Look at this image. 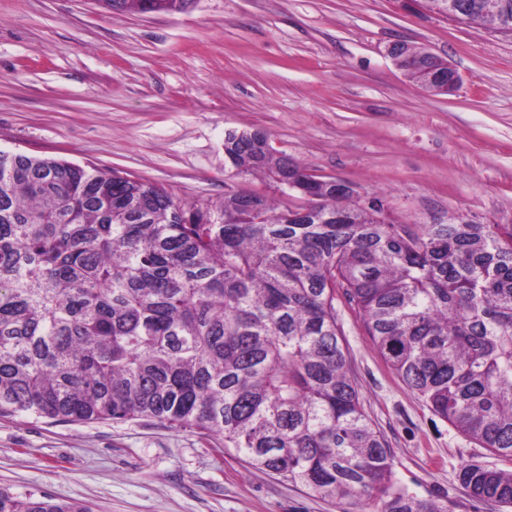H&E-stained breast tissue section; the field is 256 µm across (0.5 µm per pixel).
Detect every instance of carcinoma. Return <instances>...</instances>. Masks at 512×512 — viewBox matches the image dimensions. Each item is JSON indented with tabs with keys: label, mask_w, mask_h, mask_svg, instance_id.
<instances>
[{
	"label": "carcinoma",
	"mask_w": 512,
	"mask_h": 512,
	"mask_svg": "<svg viewBox=\"0 0 512 512\" xmlns=\"http://www.w3.org/2000/svg\"><path fill=\"white\" fill-rule=\"evenodd\" d=\"M162 0H120L161 11ZM455 21L512 30V0ZM411 53L403 73L425 74ZM230 131L240 173L296 176L307 213L231 194L212 209L153 183L0 151V417L153 419L316 495L448 512L394 480L336 316L340 292L382 358L440 419L502 463L459 473L512 505V225L393 224ZM0 512H93L0 489Z\"/></svg>",
	"instance_id": "cac0c4a2"
}]
</instances>
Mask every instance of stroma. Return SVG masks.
<instances>
[{"instance_id": "1", "label": "stroma", "mask_w": 512, "mask_h": 512, "mask_svg": "<svg viewBox=\"0 0 512 512\" xmlns=\"http://www.w3.org/2000/svg\"><path fill=\"white\" fill-rule=\"evenodd\" d=\"M397 40L451 62L458 91L433 95L405 77L386 53ZM256 128L311 173L384 196L399 223L463 212L512 224V33L455 22L424 0H191L150 14L0 0V150L115 170L199 206L237 192L302 205L226 161L225 135ZM336 314L397 483L448 512H512L459 480L464 464L494 456L400 380L344 297ZM0 488L94 512L348 508L147 419L0 417Z\"/></svg>"}]
</instances>
